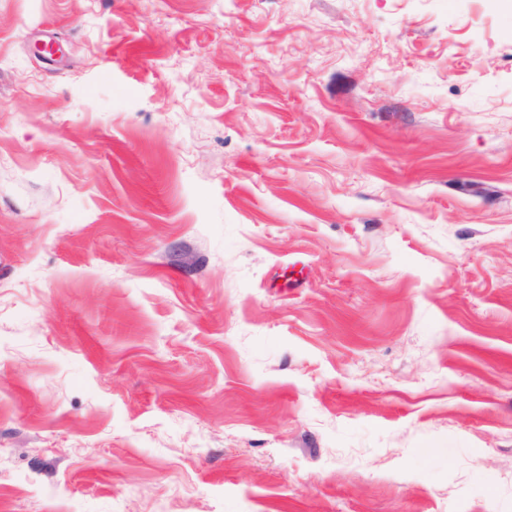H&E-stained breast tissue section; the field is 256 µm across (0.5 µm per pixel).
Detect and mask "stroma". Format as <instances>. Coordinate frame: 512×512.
<instances>
[{"label":"stroma","instance_id":"1","mask_svg":"<svg viewBox=\"0 0 512 512\" xmlns=\"http://www.w3.org/2000/svg\"><path fill=\"white\" fill-rule=\"evenodd\" d=\"M0 512H512V0H0Z\"/></svg>","mask_w":512,"mask_h":512}]
</instances>
